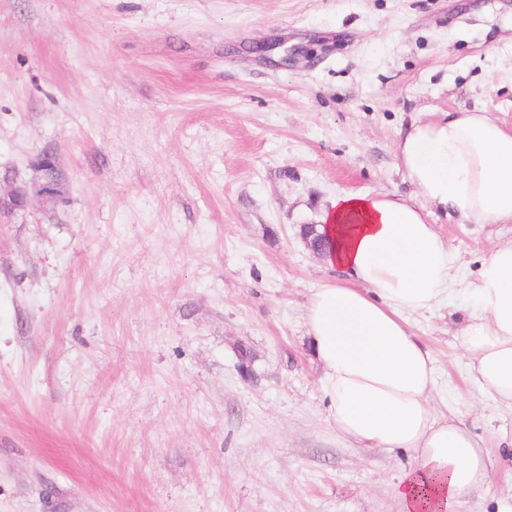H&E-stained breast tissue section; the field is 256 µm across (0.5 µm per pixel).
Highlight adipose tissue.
<instances>
[{
	"instance_id": "1",
	"label": "adipose tissue",
	"mask_w": 512,
	"mask_h": 512,
	"mask_svg": "<svg viewBox=\"0 0 512 512\" xmlns=\"http://www.w3.org/2000/svg\"><path fill=\"white\" fill-rule=\"evenodd\" d=\"M424 206L398 195L337 196L325 214V262L347 272L308 299L306 323L337 432L366 448L406 449L400 512H454L488 475L481 447L432 405L434 359L409 315L439 307L457 282L449 248L424 212L467 224L512 223V127L486 112L411 124L396 146ZM466 292L478 315L459 335L468 377L512 408V245L482 262Z\"/></svg>"
}]
</instances>
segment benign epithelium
Returning a JSON list of instances; mask_svg holds the SVG:
<instances>
[{"mask_svg":"<svg viewBox=\"0 0 512 512\" xmlns=\"http://www.w3.org/2000/svg\"><path fill=\"white\" fill-rule=\"evenodd\" d=\"M57 165L56 156L41 153L31 162L33 175L10 183L9 190L0 194V213L12 214L25 210L33 202L53 203L63 194V187L49 179L46 172Z\"/></svg>","mask_w":512,"mask_h":512,"instance_id":"7a95c632","label":"benign epithelium"}]
</instances>
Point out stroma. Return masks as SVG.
<instances>
[{
	"instance_id": "obj_1",
	"label": "stroma",
	"mask_w": 512,
	"mask_h": 512,
	"mask_svg": "<svg viewBox=\"0 0 512 512\" xmlns=\"http://www.w3.org/2000/svg\"><path fill=\"white\" fill-rule=\"evenodd\" d=\"M462 111L512 127V0H0V183L64 177L0 216V512H399L410 453L330 421L300 227L415 195L399 133ZM428 221L461 285L409 323L491 462L455 512H512L458 342L512 224ZM56 165L55 155H37L31 162L33 175L20 181L13 179L9 190L4 195L0 194V213L12 214L25 210L34 201L53 203L59 199L63 194V187L46 176V172Z\"/></svg>"
}]
</instances>
